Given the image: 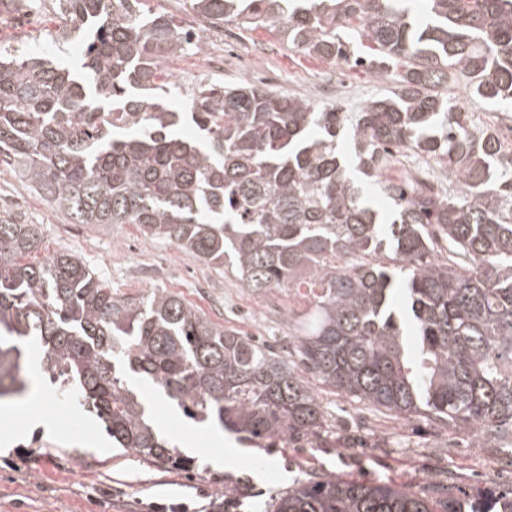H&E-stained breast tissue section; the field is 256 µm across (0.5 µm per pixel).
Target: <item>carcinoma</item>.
<instances>
[{"mask_svg":"<svg viewBox=\"0 0 512 512\" xmlns=\"http://www.w3.org/2000/svg\"><path fill=\"white\" fill-rule=\"evenodd\" d=\"M190 0L202 23L263 28L319 58L348 60L356 29L391 94L353 116L242 81L152 93L194 34L148 0H58L85 36L73 72L0 53V167L76 224H135L252 292L306 289L288 309L301 363L322 384L396 419L512 434V151L448 97V78L490 106L512 103V0ZM190 117L195 141L180 135ZM357 169L393 208H374ZM448 166V191L382 179L391 149ZM39 224L0 217V397L24 393L29 340L55 391L95 413L112 441L186 468L131 380L189 417L253 439L313 442L328 420L295 363L213 322L164 288L118 298L82 260L26 262ZM423 494L324 477L275 512H438ZM443 512H512V488Z\"/></svg>","mask_w":512,"mask_h":512,"instance_id":"cac0c4a2","label":"carcinoma"}]
</instances>
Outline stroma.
Masks as SVG:
<instances>
[{"label":"stroma","mask_w":512,"mask_h":512,"mask_svg":"<svg viewBox=\"0 0 512 512\" xmlns=\"http://www.w3.org/2000/svg\"><path fill=\"white\" fill-rule=\"evenodd\" d=\"M57 0H41L30 27L0 23V47L44 53L53 62L76 66L79 34L60 37ZM198 47L163 61L166 80L180 87L173 100L184 111L198 84L250 78L249 61L265 69L266 89L301 96L318 105L335 104L352 113L367 101L389 94L394 78L333 63L288 47L280 36L247 30L230 22L200 29ZM42 227L33 259L71 253L89 264L117 296L138 297L164 288L199 307L224 328L255 336L280 351L295 348L288 330V307L298 296L276 291L252 293L232 274L215 269L167 242L145 238L133 224H75L8 170L0 171V216ZM149 415L161 432L193 427V420L142 384ZM37 406L0 403V430L25 428L38 414L46 431L0 452V512H160L183 502L188 512H274L288 490L321 476L388 482L439 497L449 484L463 500L495 499L512 485V438L480 441L449 433L423 420L381 418L351 398L315 384L332 432L323 440L294 448L267 440L243 441L225 433L221 449L177 446L190 460L186 469L156 466L126 448L106 442L100 420L73 402H59L42 386Z\"/></svg>","instance_id":"1"}]
</instances>
